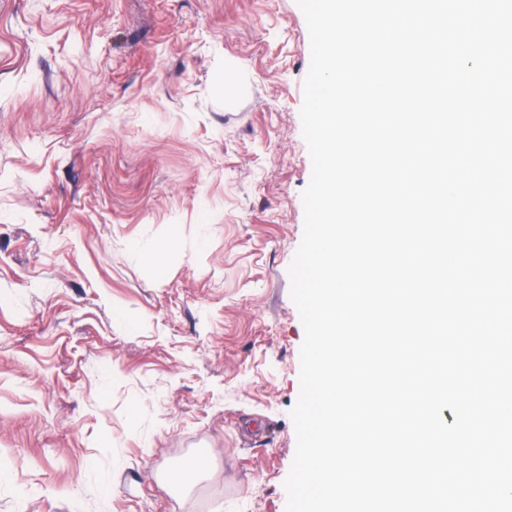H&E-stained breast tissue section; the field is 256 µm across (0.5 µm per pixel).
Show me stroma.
Instances as JSON below:
<instances>
[{
  "label": "stroma",
  "mask_w": 512,
  "mask_h": 512,
  "mask_svg": "<svg viewBox=\"0 0 512 512\" xmlns=\"http://www.w3.org/2000/svg\"><path fill=\"white\" fill-rule=\"evenodd\" d=\"M309 65L296 0H0V512H285Z\"/></svg>",
  "instance_id": "obj_1"
}]
</instances>
